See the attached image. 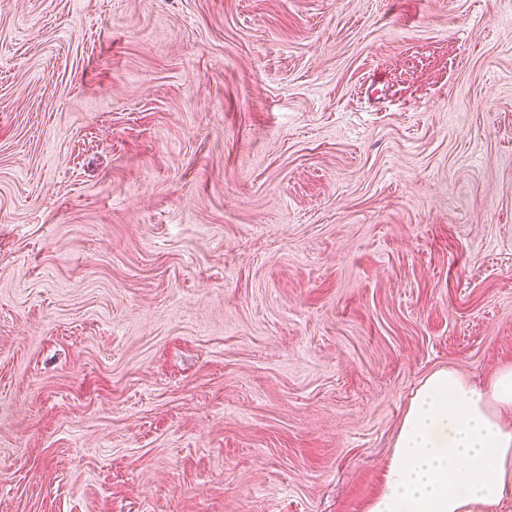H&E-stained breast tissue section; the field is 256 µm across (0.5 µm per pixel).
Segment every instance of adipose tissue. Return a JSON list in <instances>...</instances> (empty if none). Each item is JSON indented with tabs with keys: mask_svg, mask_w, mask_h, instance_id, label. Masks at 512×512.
<instances>
[{
	"mask_svg": "<svg viewBox=\"0 0 512 512\" xmlns=\"http://www.w3.org/2000/svg\"><path fill=\"white\" fill-rule=\"evenodd\" d=\"M512 494V367L475 386L454 369L411 397L367 512H492Z\"/></svg>",
	"mask_w": 512,
	"mask_h": 512,
	"instance_id": "1",
	"label": "adipose tissue"
}]
</instances>
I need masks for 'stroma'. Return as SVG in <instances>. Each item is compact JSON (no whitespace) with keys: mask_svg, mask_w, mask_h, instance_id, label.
I'll return each mask as SVG.
<instances>
[{"mask_svg":"<svg viewBox=\"0 0 512 512\" xmlns=\"http://www.w3.org/2000/svg\"><path fill=\"white\" fill-rule=\"evenodd\" d=\"M512 365V0H0V512H366Z\"/></svg>","mask_w":512,"mask_h":512,"instance_id":"35a3bbf8","label":"stroma"}]
</instances>
